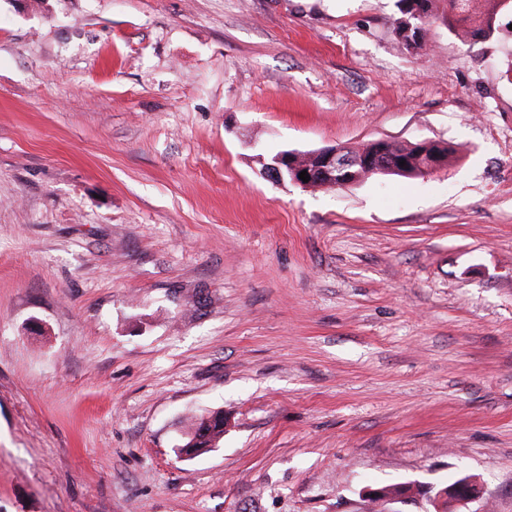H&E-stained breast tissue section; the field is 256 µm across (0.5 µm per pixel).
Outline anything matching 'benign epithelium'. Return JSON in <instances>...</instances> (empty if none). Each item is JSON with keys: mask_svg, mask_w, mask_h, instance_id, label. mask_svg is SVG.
<instances>
[{"mask_svg": "<svg viewBox=\"0 0 512 512\" xmlns=\"http://www.w3.org/2000/svg\"><path fill=\"white\" fill-rule=\"evenodd\" d=\"M420 146L421 149L413 155L403 157L406 165L402 167L399 166V161L388 163L379 159L374 152L347 154L335 147L305 153L287 150L271 157L270 162L264 166V174L276 181L289 178L304 187H323L351 185L366 176L380 174L388 169L401 171L414 168L424 173H434L447 166L440 154L426 150L429 142H422ZM304 170L310 176L307 182L299 178ZM479 494L480 488L476 483L461 480L440 490L438 498L461 504L478 497Z\"/></svg>", "mask_w": 512, "mask_h": 512, "instance_id": "7a95c632", "label": "benign epithelium"}]
</instances>
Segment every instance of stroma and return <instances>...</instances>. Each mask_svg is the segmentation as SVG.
Segmentation results:
<instances>
[{"label": "stroma", "mask_w": 512, "mask_h": 512, "mask_svg": "<svg viewBox=\"0 0 512 512\" xmlns=\"http://www.w3.org/2000/svg\"><path fill=\"white\" fill-rule=\"evenodd\" d=\"M0 0V512H512V13ZM458 146L424 177L283 150ZM223 412L215 447L178 450ZM506 0H423L424 14H422V3L412 1L411 19L415 27L420 26L424 30L426 45L427 26L437 18H441L443 23L461 43L472 45L477 42H485L492 39L496 32V18L506 10L512 11V1L504 4ZM443 2L445 7L441 16L438 14V3ZM473 24V19H475ZM411 22L406 24V34H410L413 25ZM423 142L419 143L421 149H418L412 156H404L390 163L379 159L378 154L375 152H364L380 146H387L391 154H411L417 148H420L418 143L397 145L389 141L378 140L365 144L362 147L347 149L345 150L347 154L336 147L305 153L292 150L281 151L277 155L272 156L270 162L265 163L264 174L276 181L288 180L289 175L291 181L304 187H309L310 185H315L316 187L351 185L375 176L373 174H380L389 169L395 171L383 174L406 178L424 177L426 174L422 172L434 173L445 168L448 161L446 163L443 157L449 158L450 155L457 152L456 148L448 146V144L439 142L431 144L430 149L438 151L442 154V157L436 152L426 150L424 147L428 148L429 142ZM402 160L406 161L404 167L399 166V162ZM412 168L422 172H417ZM405 169L412 170L401 171ZM303 170H307V175L310 176L308 182H304L299 178V174ZM365 176L370 177L364 178ZM458 481V480H457ZM480 494L479 486L471 480H461L454 485L446 486L438 493V498L448 499L455 504L472 500ZM402 484H404V483L384 485V486L379 487L380 489L387 490L388 493H391V494L397 493L395 495V497L389 498L386 500V505L390 504L392 502H396V501L408 502V501L412 500L413 498H415L417 495H419L418 491H417L418 489H417L416 484H407V486L405 488H403L402 491L399 493V490H400L399 487ZM379 488L368 489L365 492L364 498L367 503H372L374 501L379 500L380 493H381V490Z\"/></svg>", "instance_id": "35a3bbf8"}]
</instances>
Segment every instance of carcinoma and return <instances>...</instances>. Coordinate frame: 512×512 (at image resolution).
I'll return each instance as SVG.
<instances>
[{
    "label": "carcinoma",
    "instance_id": "1",
    "mask_svg": "<svg viewBox=\"0 0 512 512\" xmlns=\"http://www.w3.org/2000/svg\"><path fill=\"white\" fill-rule=\"evenodd\" d=\"M424 14L412 18L415 26L427 29L433 20L440 18L461 43L472 45L492 39L496 32V18L506 10L512 11V0H423ZM380 146L388 147L393 154H411L418 144L397 145L389 141L378 140L361 147L348 149L346 153L366 152ZM224 414L212 413L196 419L190 430L188 441L179 448V456L189 458L213 447L224 435Z\"/></svg>",
    "mask_w": 512,
    "mask_h": 512
}]
</instances>
